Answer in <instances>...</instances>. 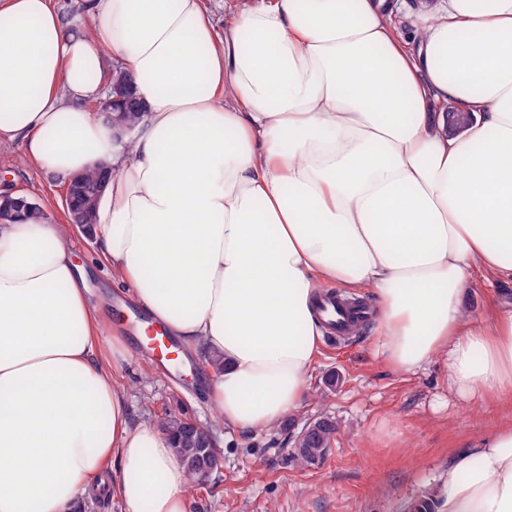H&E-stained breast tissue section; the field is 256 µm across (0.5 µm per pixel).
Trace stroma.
Instances as JSON below:
<instances>
[{"instance_id":"1","label":"stroma","mask_w":512,"mask_h":512,"mask_svg":"<svg viewBox=\"0 0 512 512\" xmlns=\"http://www.w3.org/2000/svg\"><path fill=\"white\" fill-rule=\"evenodd\" d=\"M10 186L40 204L53 224L66 223L64 179L39 169L21 143L0 144V187ZM73 248L89 272L90 298L98 315L129 352L114 375L134 420L159 423L178 410L211 425L221 467L207 485L188 490V512H404L422 499L448 469L449 459L472 442L512 424V398L465 399L445 382L436 361L414 372L393 370L378 355V320L358 336L322 337L321 353L300 410L277 428L240 433L216 421L207 390L211 368L204 355L184 349L181 366H162L140 356L141 339L130 320L138 306L124 286L95 263V242L73 231ZM341 381L327 390L328 372ZM471 406L475 415L462 416ZM327 415L339 432L326 459L295 464V436Z\"/></svg>"}]
</instances>
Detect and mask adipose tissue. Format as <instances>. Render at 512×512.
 Instances as JSON below:
<instances>
[{"mask_svg":"<svg viewBox=\"0 0 512 512\" xmlns=\"http://www.w3.org/2000/svg\"><path fill=\"white\" fill-rule=\"evenodd\" d=\"M0 0V143L68 178L101 165L97 254L170 335L224 358L226 426H278L319 354L322 283L371 289L381 354L443 359L462 396L512 393V305L466 315L474 274L512 284V0ZM145 114L131 147L84 103L104 53ZM473 114L449 133L447 105ZM67 225L0 222V512H187L168 434L132 421ZM118 469L111 482L109 460ZM431 512H512V426L459 451ZM208 17L217 33H223L224 26L232 19L231 0H203ZM73 512H123L120 502L106 496H81L75 503Z\"/></svg>","mask_w":512,"mask_h":512,"instance_id":"1","label":"adipose tissue"}]
</instances>
